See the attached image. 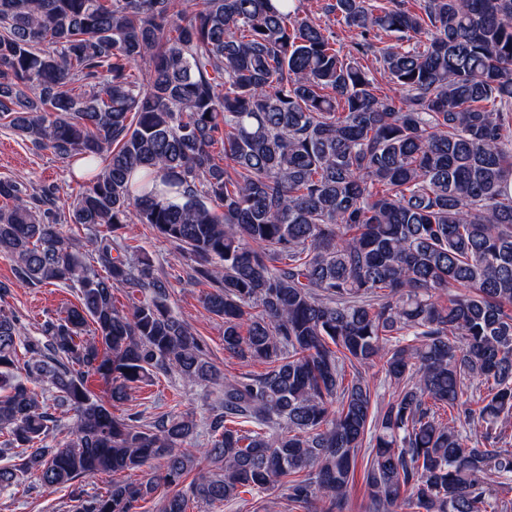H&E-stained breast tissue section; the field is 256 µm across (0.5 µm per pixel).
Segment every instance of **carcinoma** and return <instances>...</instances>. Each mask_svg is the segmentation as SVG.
I'll return each mask as SVG.
<instances>
[{
    "mask_svg": "<svg viewBox=\"0 0 512 512\" xmlns=\"http://www.w3.org/2000/svg\"><path fill=\"white\" fill-rule=\"evenodd\" d=\"M406 2L329 0L345 52L302 0H0V123L82 162L68 216L88 232L63 233L58 186L0 179L17 284L79 293L38 337L0 307V491L136 512L164 486L161 512H187L281 485L348 512L367 447L374 512H512V0ZM383 33L387 92L360 63ZM131 224L185 250L224 353L263 372L211 361ZM356 364L388 400L345 383ZM160 375L219 390L202 422L112 413ZM145 473L141 471H127L124 473H119L116 475H107L103 477H93L86 479L85 484V491L89 495H94L100 492H104V490L112 483V478L114 480H122V481H136L140 480L144 476Z\"/></svg>",
    "mask_w": 512,
    "mask_h": 512,
    "instance_id": "1",
    "label": "carcinoma"
}]
</instances>
